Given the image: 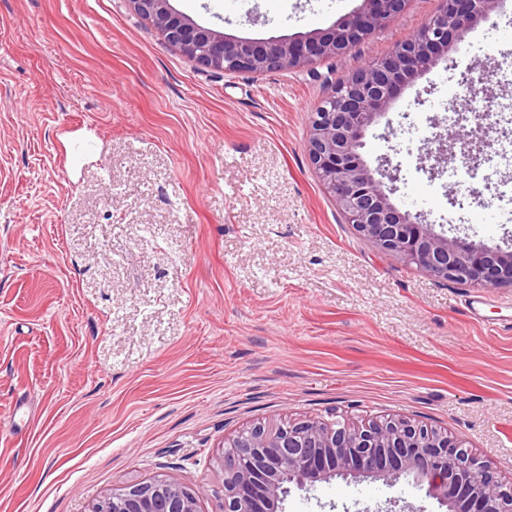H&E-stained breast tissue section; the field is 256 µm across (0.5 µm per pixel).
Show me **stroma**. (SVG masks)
<instances>
[{"label": "stroma", "mask_w": 512, "mask_h": 512, "mask_svg": "<svg viewBox=\"0 0 512 512\" xmlns=\"http://www.w3.org/2000/svg\"><path fill=\"white\" fill-rule=\"evenodd\" d=\"M361 0H171L264 41L327 29ZM412 0L343 57L255 77L171 50L127 0H0V512H90L165 478L224 494V440L301 417L414 418L512 480V288L440 282L345 224L307 153L309 119L350 71L439 8ZM471 46L406 86L364 137L401 162L392 196L490 246L512 222L419 171L413 121L451 126L448 91L512 100V0ZM482 299L481 321L465 309ZM282 512H439L399 480L291 489Z\"/></svg>", "instance_id": "1"}]
</instances>
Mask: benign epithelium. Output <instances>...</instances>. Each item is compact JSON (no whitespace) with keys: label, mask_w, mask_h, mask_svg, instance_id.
Returning a JSON list of instances; mask_svg holds the SVG:
<instances>
[{"label":"benign epithelium","mask_w":512,"mask_h":512,"mask_svg":"<svg viewBox=\"0 0 512 512\" xmlns=\"http://www.w3.org/2000/svg\"><path fill=\"white\" fill-rule=\"evenodd\" d=\"M152 22L174 51L227 75L255 77L343 56L387 27L411 0H362L351 15L326 30L290 38L234 39L176 12L170 0H128ZM441 6L409 39L386 56L338 79L312 113L308 155L345 223L364 240L434 278L479 288H512V250L449 238L401 211L390 195L398 170L375 177L360 149L368 128L389 104L439 58L461 33L491 20L498 0H440ZM455 141L428 153L429 173L456 158ZM224 498L218 512H277L288 485L349 477L396 482L406 478L444 512H512V481L467 442L422 421L391 417L360 423L296 418L255 424L226 439ZM91 512H197L194 491L163 478L112 489Z\"/></svg>","instance_id":"7a95c632"}]
</instances>
